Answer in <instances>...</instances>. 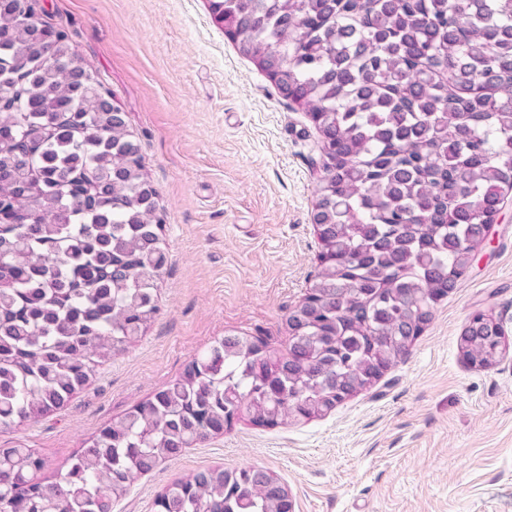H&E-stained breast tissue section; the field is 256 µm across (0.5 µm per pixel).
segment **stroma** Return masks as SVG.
Returning a JSON list of instances; mask_svg holds the SVG:
<instances>
[{
    "label": "stroma",
    "mask_w": 512,
    "mask_h": 512,
    "mask_svg": "<svg viewBox=\"0 0 512 512\" xmlns=\"http://www.w3.org/2000/svg\"><path fill=\"white\" fill-rule=\"evenodd\" d=\"M126 113L164 219L160 310L126 352L94 366L61 409L0 429L52 475L104 424L227 336L285 349V316L311 287L322 137L212 20L207 0H43ZM503 324L490 367L462 361L470 317ZM262 467L295 512H512V195L408 355L331 412L236 424L138 477L113 512H153L201 468Z\"/></svg>",
    "instance_id": "1"
}]
</instances>
